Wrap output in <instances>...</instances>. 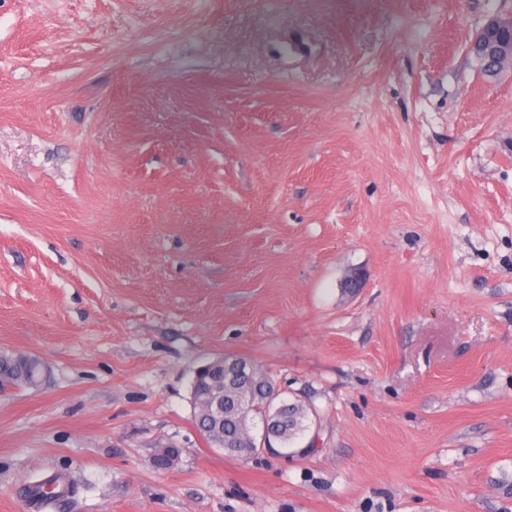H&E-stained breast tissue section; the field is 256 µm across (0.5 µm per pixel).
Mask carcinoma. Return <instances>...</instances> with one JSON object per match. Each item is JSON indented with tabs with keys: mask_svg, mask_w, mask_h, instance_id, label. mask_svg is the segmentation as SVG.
Wrapping results in <instances>:
<instances>
[{
	"mask_svg": "<svg viewBox=\"0 0 512 512\" xmlns=\"http://www.w3.org/2000/svg\"><path fill=\"white\" fill-rule=\"evenodd\" d=\"M44 371L24 354L0 353V392L14 387L35 388L40 385ZM191 388L197 392L194 402L196 426L205 441L213 448L238 453L253 442L252 428L267 420L266 442L270 448H294L306 453L313 447L308 443L296 446L309 425V408L299 402L280 401V412L267 417L273 405L274 384L262 371L252 372L228 382L215 373L204 370L192 379Z\"/></svg>",
	"mask_w": 512,
	"mask_h": 512,
	"instance_id": "carcinoma-1",
	"label": "carcinoma"
}]
</instances>
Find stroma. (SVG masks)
Instances as JSON below:
<instances>
[{"mask_svg": "<svg viewBox=\"0 0 512 512\" xmlns=\"http://www.w3.org/2000/svg\"><path fill=\"white\" fill-rule=\"evenodd\" d=\"M512 0H0V512H512ZM246 360L306 455L209 447ZM179 451L156 469L154 455ZM505 28L511 30V40L507 41L502 36ZM471 45H479L484 54V68L499 61L504 64L512 60V16H492L480 31L476 34ZM34 357V360H28ZM36 356L0 353V392L9 388H35L40 385L44 371L36 363Z\"/></svg>", "mask_w": 512, "mask_h": 512, "instance_id": "stroma-1", "label": "stroma"}]
</instances>
